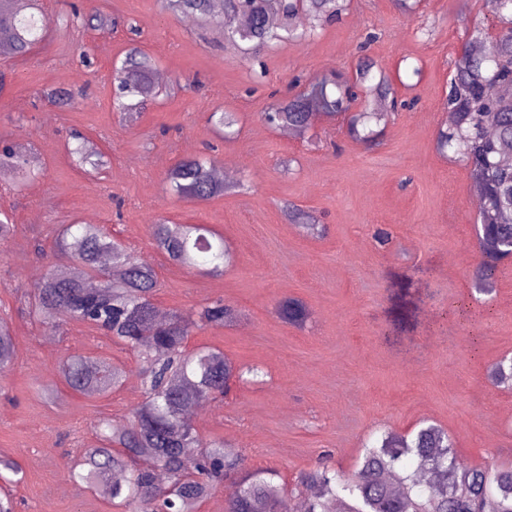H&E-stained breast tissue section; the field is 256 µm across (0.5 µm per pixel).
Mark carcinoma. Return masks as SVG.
Instances as JSON below:
<instances>
[{
    "mask_svg": "<svg viewBox=\"0 0 512 512\" xmlns=\"http://www.w3.org/2000/svg\"><path fill=\"white\" fill-rule=\"evenodd\" d=\"M486 3L497 21L496 33L486 38L477 25L466 30L449 83L448 124L437 133L439 149L461 162L481 189V261L474 274L478 292L488 291L497 279L493 258L512 253V0ZM35 6V0H0V51L21 57L42 41L50 21L35 13ZM347 6V0H165L173 14L216 27L224 26L226 15L237 18L228 39L245 54L311 40L318 26L339 19ZM301 15L309 16L306 29L294 24ZM154 74L152 59L138 49L127 52L113 70L112 110L124 121H132L137 110L162 93ZM393 94L389 76L363 63L352 79L334 72L309 81L289 100L271 104L262 120L305 134L318 117L340 118L349 138L370 147L372 126L388 117L376 104ZM72 155L81 168L103 165L104 154L83 136ZM3 172L21 186L44 177L32 156L12 149L0 152ZM166 182L172 194L201 201L228 189L211 178L208 162L201 158L176 163ZM150 234L169 261L182 268L204 267L221 275L231 261L224 239L205 224L163 222L150 225ZM56 247L74 264L73 272L46 273L29 302L30 314L51 325L66 317L102 330L136 353L143 387V399L129 422L94 421L97 442L79 449L68 471L70 480L99 488L112 504L134 512H194L238 473L241 459L225 452L223 441L201 436L184 420V410L196 400L227 395L236 382L258 381L259 370L237 366L215 348L190 350L188 340L198 323L224 325L236 320L237 310L216 299L196 313L173 311L158 318L155 270L101 225L69 224ZM277 310L292 325L307 318L294 298L281 300ZM15 359L11 327L1 319L0 368ZM490 376L512 388V369L503 362L492 366ZM57 377L74 392L106 396L122 384L125 370L105 357L72 355L59 363ZM188 448L201 452L190 456ZM454 458L448 433L434 424L407 434L387 430L364 448L348 477L323 464L304 473L297 490L287 495L275 470L257 468L241 475L226 512H294L296 498L304 512H512V466H473L461 480L448 471V460ZM424 467L437 474L430 485L421 480ZM20 474L16 462L0 456V482L11 483Z\"/></svg>",
    "mask_w": 512,
    "mask_h": 512,
    "instance_id": "1",
    "label": "carcinoma"
}]
</instances>
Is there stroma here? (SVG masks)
I'll list each match as a JSON object with an SVG mask.
<instances>
[{
    "instance_id": "1",
    "label": "stroma",
    "mask_w": 512,
    "mask_h": 512,
    "mask_svg": "<svg viewBox=\"0 0 512 512\" xmlns=\"http://www.w3.org/2000/svg\"><path fill=\"white\" fill-rule=\"evenodd\" d=\"M39 4L52 35L26 57L0 55V142L25 139L45 170L21 189L0 187V211L15 226L0 246V314L11 319L17 349L0 373V455L24 471L13 489L18 512H119L101 492L73 484L67 466L72 449L95 442L96 418L126 422L142 399L127 349L87 323L52 327L27 313L43 274L69 265L55 246L66 224L105 226L134 248L160 280L159 311L216 299L240 311L232 325L196 328L188 345L220 349L262 373L207 402L195 422L244 469L277 470L290 489L322 458L349 473L379 431L427 423L448 432L462 465L512 463V390L488 377L512 356V263L492 293L475 291L473 183L436 148L466 29L492 25L484 0H421L412 13L394 0H350L313 40L250 57L161 0H95L90 26L73 20L81 0ZM133 48L154 59L166 93L125 126L112 110L110 74ZM364 56L383 67L403 104L379 146L321 119L290 137L262 120L273 100L295 94V82L351 73ZM51 90L65 99H47ZM215 112L235 113L233 135L218 130ZM75 131L104 153L99 173L73 164ZM200 155L214 168L234 163L238 189L207 201L171 196L168 170ZM289 203L324 224V236L291 220ZM161 218L208 225L230 247L232 265L220 276L173 265L150 237ZM379 226L393 234L384 247L374 239ZM289 297L304 304L303 325L277 314ZM74 353L111 357L126 370L123 385L106 397L62 385L45 399L42 385Z\"/></svg>"
}]
</instances>
